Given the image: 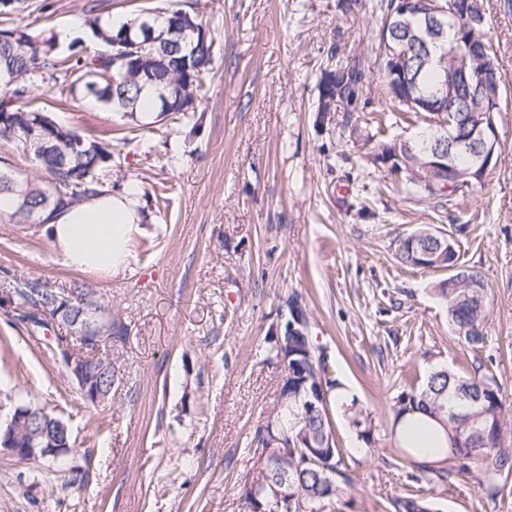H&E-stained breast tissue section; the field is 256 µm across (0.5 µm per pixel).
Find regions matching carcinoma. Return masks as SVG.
I'll use <instances>...</instances> for the list:
<instances>
[{
  "instance_id": "cac0c4a2",
  "label": "carcinoma",
  "mask_w": 512,
  "mask_h": 512,
  "mask_svg": "<svg viewBox=\"0 0 512 512\" xmlns=\"http://www.w3.org/2000/svg\"><path fill=\"white\" fill-rule=\"evenodd\" d=\"M393 0H379L376 8L381 13L377 30L378 40H387L399 51L407 54L404 68L403 95L440 101L445 88L460 90L462 81L453 59L466 45L480 51L488 64L503 78L495 61L491 45L486 41L484 23H469L463 18L448 15L443 19L442 34L432 32L429 21L418 12V3L412 4V13L403 18L392 16ZM33 12L31 0H0V139L17 140L32 148L44 175L21 177L0 171V194L12 196L15 207L13 216L25 221H46L44 214H52L70 205H79L105 192L101 174L112 166V143L89 141L74 130L59 124L46 107L37 102L33 91L45 84L69 88L71 94L80 93L94 98L103 107L145 129L140 122L139 101L144 92L155 96L157 118L163 121L172 115L193 120L197 128L202 120L199 114L206 78L212 73L217 57L215 38L210 22L200 16L197 4H174L160 12H152L165 23L182 14L191 16L195 26L179 27L175 37L167 34L155 41H147L148 32L143 27V15L115 29L106 25L98 5L90 2L85 8L84 24L90 30L95 47L62 57L57 53L55 37L48 38L33 33L28 27L15 23V19ZM334 49L327 52V64L321 68L317 80L316 111L324 106V84L336 78L340 66L333 63ZM367 76L365 63L359 59L348 66V76L340 88V102L348 112L357 109L360 93ZM442 137L438 128L425 126L409 145H400L402 153L414 151L420 155ZM448 243L428 228L419 227L396 240L395 254L405 266L416 268L426 253L432 255L429 264L435 267L448 264L452 256ZM461 278L437 285V294L448 304V321L454 335L469 346L484 344L485 317L488 293L469 287V280L482 279L479 272L463 267ZM4 283L13 288L14 304L22 311L20 317L33 330L42 326L31 310L62 307L60 292L40 277L12 275ZM70 309L65 315L77 319L81 313L99 308H111L110 301L83 283L68 287ZM309 347L310 362L300 372L288 374V405L272 408L273 421H265L256 428L254 441L257 447L266 448L267 439H300L296 449L301 459L311 448L325 449L324 466H303L289 471L288 484L292 493L303 502L294 512H334L341 487L352 483L343 468V449L336 441L332 410L339 411L357 431L359 437L369 442L372 437V418L356 397L341 400L338 391L342 384L330 378V364L324 350L313 345L310 338L297 342V348ZM98 363L88 367L95 384L106 389L109 376L120 374V366L112 358V349L97 352ZM112 366V374L98 369V364ZM323 374L324 404L309 412L305 401L312 388L317 386V373ZM393 408L395 420L404 415L423 411L440 421L449 436L450 446L442 449L440 462L455 460L459 470L469 474L474 464L482 463L478 483L491 496L500 491L502 477L512 472V446L506 443L508 422L502 384L492 374L476 367L468 375H459L447 368L429 372L417 388L401 393ZM41 423L20 431L24 444L38 448L45 441ZM402 461L421 470H429L430 462L419 459V449L402 443ZM275 465L268 460L259 466L243 488L241 498L244 512H276L273 499L265 497L262 485ZM390 512H436L434 504L420 496L401 495L393 498Z\"/></svg>"
}]
</instances>
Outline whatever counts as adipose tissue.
I'll return each instance as SVG.
<instances>
[{"instance_id":"adipose-tissue-1","label":"adipose tissue","mask_w":512,"mask_h":512,"mask_svg":"<svg viewBox=\"0 0 512 512\" xmlns=\"http://www.w3.org/2000/svg\"><path fill=\"white\" fill-rule=\"evenodd\" d=\"M142 207L139 190L130 186L63 208L49 217L45 230L68 266L109 274L131 259L130 241L143 231ZM414 428L419 431L423 459L436 460L439 448L449 443L443 427L417 412L405 417L399 427L400 437H407Z\"/></svg>"}]
</instances>
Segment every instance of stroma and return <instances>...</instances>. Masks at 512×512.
I'll list each match as a JSON object with an SVG mask.
<instances>
[{
	"label": "stroma",
	"mask_w": 512,
	"mask_h": 512,
	"mask_svg": "<svg viewBox=\"0 0 512 512\" xmlns=\"http://www.w3.org/2000/svg\"><path fill=\"white\" fill-rule=\"evenodd\" d=\"M26 22L58 35L60 51L87 0H34ZM220 56L206 84L198 134L155 126L148 151L126 119L60 87L38 89L55 119L111 141L105 183L136 186L145 233L112 275L67 266L43 225L0 212V269L53 286L85 283L128 327L125 374L108 401L83 402L46 334L0 312V426L25 402L66 421L70 468L40 480L41 462L0 455V512H243L241 490L260 455L253 433L276 401L281 370L264 336L299 294L314 345L333 376L368 409L371 441L333 414L352 485L336 512H389L402 493L438 512H512V476L488 496L447 461L448 481L403 464L392 433L397 396L432 368L497 376L512 410V8L482 0L485 34L505 74L497 163L482 186L444 204L407 195L367 158L381 140L407 139L423 119L399 112L371 77L358 112H316L328 50L347 65L379 58L373 0H198ZM425 226L456 234L459 262L488 289V338L464 344L435 293L443 270L401 265L394 239Z\"/></svg>",
	"instance_id": "obj_1"
}]
</instances>
